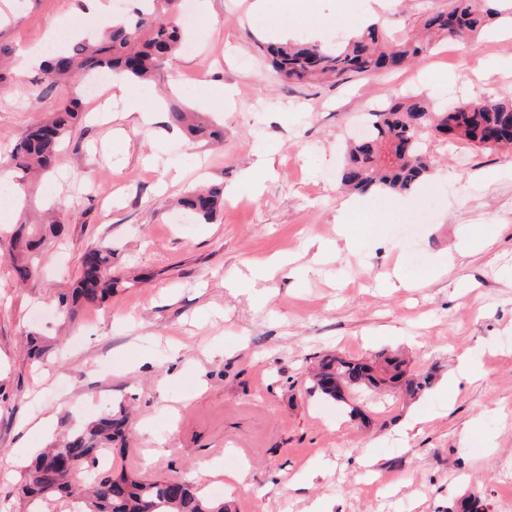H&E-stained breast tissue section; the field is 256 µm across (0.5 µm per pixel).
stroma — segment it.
<instances>
[{
  "mask_svg": "<svg viewBox=\"0 0 512 512\" xmlns=\"http://www.w3.org/2000/svg\"><path fill=\"white\" fill-rule=\"evenodd\" d=\"M252 3L181 0L199 20L187 31L196 50L174 56L179 84L140 85L151 120L126 112L117 92L106 112L86 102L82 133L53 173L21 183L31 220L57 209L66 226L24 285L0 245V512H22L17 488L34 450L121 404L131 428L115 468L192 478L223 459L235 512H462L468 497L512 512V150L431 140L428 179L407 194L359 195L361 211L345 216L336 180L359 116L388 95L512 97V27L391 73L288 87L260 50L280 38L284 14L330 17L290 30L330 45L366 0H266L262 15ZM94 11L93 0H0V41L16 50L1 157L59 98L83 95L75 81L40 97L21 50L55 22L78 16L95 29ZM172 105L223 126V143L169 126ZM203 184L224 189L209 224L177 205ZM103 242L120 284L68 326L58 296ZM324 242L335 255L317 256ZM33 331L56 342L39 366L27 356ZM383 351L433 371L431 388L413 400L357 390L342 402L313 389L323 356ZM467 355L478 374L453 385ZM414 414L423 421L402 439ZM314 465L320 475L305 480Z\"/></svg>",
  "mask_w": 512,
  "mask_h": 512,
  "instance_id": "1",
  "label": "stroma"
}]
</instances>
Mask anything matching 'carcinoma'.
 <instances>
[{"label":"carcinoma","instance_id":"1","mask_svg":"<svg viewBox=\"0 0 512 512\" xmlns=\"http://www.w3.org/2000/svg\"><path fill=\"white\" fill-rule=\"evenodd\" d=\"M143 8L129 18L112 20L100 35L73 38L66 50L45 60L40 68L41 96L83 76L111 71L142 83L159 78L167 62L183 47L175 23L178 0H141ZM499 12L492 0H440V5L420 12L410 31L387 36L379 26L363 28L346 43L331 47L304 40L272 43L266 47L280 80L289 86L338 81L350 75H370L395 61L399 68L420 61L434 46L450 41L478 45L480 32ZM13 48L0 42V93L13 81L8 61ZM370 133L347 145L340 169L341 183L351 191L407 193L430 173L423 147L424 135L447 136L477 147L493 149L512 144V98L487 96L462 108L437 104L421 93L393 96L369 113ZM82 107L62 100L55 112L26 128L10 155V165L25 173L53 170L60 147L78 133ZM169 124L196 140H222L224 128L216 127L195 112L173 107ZM223 189L212 187L189 192L180 199L182 209L210 223L223 206ZM42 225L29 224L25 214L12 224L9 255L17 278L29 281L39 264ZM119 284L112 276V244L101 243L85 251L79 280L59 296L67 320L75 322L82 303L105 300ZM29 355L42 360L52 346L41 336H28ZM415 396L429 388L432 374L407 375L405 361L382 355L373 364L325 358L320 361L313 387L321 394L345 400L350 389L376 391L396 382ZM128 425L124 407L108 409L96 420L68 430L52 447L39 452L26 466L21 491L32 506L67 497L80 501V512H229L224 501H209L185 477L138 478L122 470H102L97 457L102 449L123 437Z\"/></svg>","mask_w":512,"mask_h":512}]
</instances>
